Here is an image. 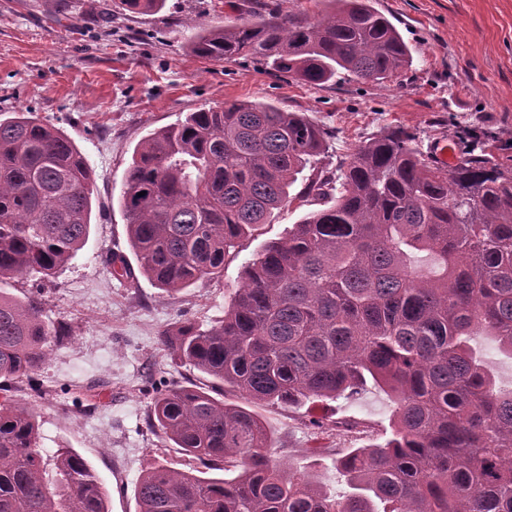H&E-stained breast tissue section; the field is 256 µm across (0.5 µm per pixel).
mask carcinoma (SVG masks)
Returning a JSON list of instances; mask_svg holds the SVG:
<instances>
[{
	"instance_id": "obj_1",
	"label": "carcinoma",
	"mask_w": 512,
	"mask_h": 512,
	"mask_svg": "<svg viewBox=\"0 0 512 512\" xmlns=\"http://www.w3.org/2000/svg\"><path fill=\"white\" fill-rule=\"evenodd\" d=\"M131 13L166 0H121ZM310 15L225 0L224 26L192 34L201 58H251L312 85L346 73L383 83L412 52L372 0H320ZM325 132L273 104L203 106L136 145L119 205L142 273L180 291L224 273L238 241L310 196L323 208L264 243L224 318L161 333L175 364L249 402L349 399L371 383L394 403L385 442L336 459L342 498L273 462L251 410L174 381L140 389L152 425L210 470L158 465L139 512H512V384L468 345L483 330L512 354V156L484 149L433 164L401 128L362 141L336 169L315 166ZM312 173L304 175L307 168ZM94 175L74 144L32 112L0 120V280L52 278L88 239ZM145 195L138 196V193ZM116 278L125 256L105 259ZM64 328L42 303L0 291V391L47 360ZM0 512H108L97 475L71 448L45 455L25 406L0 401Z\"/></svg>"
}]
</instances>
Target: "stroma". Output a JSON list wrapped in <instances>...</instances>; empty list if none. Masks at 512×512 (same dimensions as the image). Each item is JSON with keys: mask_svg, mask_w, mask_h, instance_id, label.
I'll return each mask as SVG.
<instances>
[{"mask_svg": "<svg viewBox=\"0 0 512 512\" xmlns=\"http://www.w3.org/2000/svg\"><path fill=\"white\" fill-rule=\"evenodd\" d=\"M69 2L79 18L63 17L58 0H0V116L27 111L61 130L96 185L78 256L42 286L20 276L0 283L7 294L41 302L46 320L69 332L51 344L33 378L12 381L10 396L36 416L40 448H71L88 462L107 490L108 512H138L134 487L145 469L189 468L152 427L141 382L211 387L208 375L172 364L161 332L185 318L206 327L222 320L244 264L318 204L296 200L275 212L225 258L222 277L162 290L132 257L119 207L137 143L200 106L250 101L317 122L326 133L320 164L330 169L361 141L396 127L414 134L425 153L449 141L463 152L483 143L512 155V0H372L409 44L412 66L382 85L341 75L322 87L271 76L253 60L213 62L192 53L187 20L222 26L224 0H167L161 12L139 15L121 0ZM112 253L127 256L130 278L108 273L104 259ZM34 381L61 397L36 398ZM91 381L107 382L100 397L77 401L65 392ZM254 410L275 432V462L310 473L336 497L347 489L337 449L390 435L392 404L371 385L349 400ZM314 419L322 429L311 427Z\"/></svg>", "mask_w": 512, "mask_h": 512, "instance_id": "stroma-1", "label": "stroma"}]
</instances>
